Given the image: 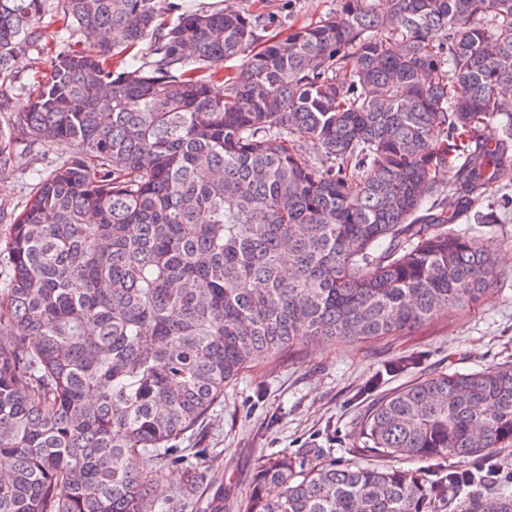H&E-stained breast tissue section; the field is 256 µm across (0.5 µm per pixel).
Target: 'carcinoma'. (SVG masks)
<instances>
[{
  "mask_svg": "<svg viewBox=\"0 0 512 512\" xmlns=\"http://www.w3.org/2000/svg\"><path fill=\"white\" fill-rule=\"evenodd\" d=\"M179 11L160 29L153 0H0V176L20 145L52 156L8 228L0 512H161L154 470L203 483L177 442L249 364L409 331L501 279L489 244L448 225L512 189V0H336L254 53L248 14ZM46 12L54 57L13 116ZM443 196L454 209L428 202ZM359 436L394 460L511 448L512 364L419 379ZM455 485L285 453L241 508L430 512ZM458 512H512V493Z\"/></svg>",
  "mask_w": 512,
  "mask_h": 512,
  "instance_id": "cac0c4a2",
  "label": "carcinoma"
}]
</instances>
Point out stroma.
Masks as SVG:
<instances>
[{
	"instance_id": "obj_1",
	"label": "stroma",
	"mask_w": 512,
	"mask_h": 512,
	"mask_svg": "<svg viewBox=\"0 0 512 512\" xmlns=\"http://www.w3.org/2000/svg\"><path fill=\"white\" fill-rule=\"evenodd\" d=\"M196 6L231 5L249 13L259 41L281 38L289 28L328 17L336 0H194ZM21 159L0 176V232L29 197L31 174L47 167L40 146H24ZM481 212L498 224H460L459 232L489 235L499 283L465 310H452L397 336L355 341L308 342L257 361L224 388L195 436L181 440L187 453L206 449V473L193 494H184L176 470L163 468L156 496L166 512H240L258 463L284 453L321 449L322 459L361 466L380 457L354 454L351 444L363 417L387 393L439 372H468L512 363V197L491 194ZM402 468L434 481L448 471L495 467V489L512 493V448L469 460L454 456L405 460Z\"/></svg>"
}]
</instances>
